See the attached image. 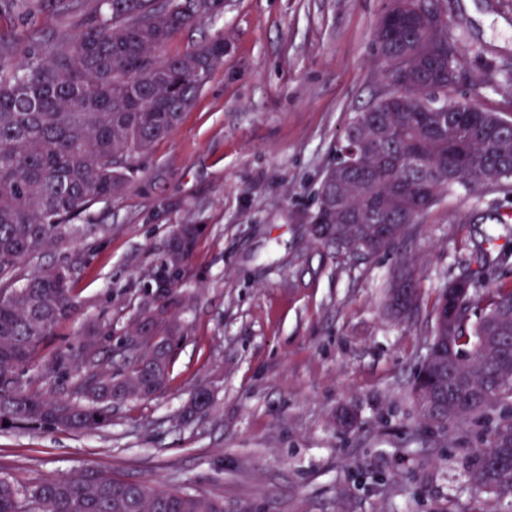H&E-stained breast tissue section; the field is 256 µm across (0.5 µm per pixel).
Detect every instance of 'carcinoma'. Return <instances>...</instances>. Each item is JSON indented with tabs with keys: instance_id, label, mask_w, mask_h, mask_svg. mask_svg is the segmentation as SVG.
<instances>
[{
	"instance_id": "cac0c4a2",
	"label": "carcinoma",
	"mask_w": 512,
	"mask_h": 512,
	"mask_svg": "<svg viewBox=\"0 0 512 512\" xmlns=\"http://www.w3.org/2000/svg\"><path fill=\"white\" fill-rule=\"evenodd\" d=\"M100 11L76 34L54 35L9 58L14 38L0 34V429L94 432L112 424V405L149 398L166 387L183 326L177 310L181 283L202 233L199 224L174 230L152 268L154 282L137 315L162 301L164 320L147 318L144 355L125 356L117 374L106 367L112 332L87 328L33 378L24 368L56 324L74 309L71 270L38 268L23 276L21 262L77 232L70 224L92 205L126 187L133 161L169 136L188 111L210 71L224 62V40L182 55L164 49L180 32L218 15L224 0H100ZM458 38L448 17L377 46L387 86L347 128L359 138L361 165L337 191L344 203L366 212L365 226L395 232L361 246L367 260L394 248L407 229L460 186L499 184L501 164L512 163L508 116L484 108L459 111L448 76L428 66ZM512 83V71L489 69L478 84ZM322 221L331 237L358 224L336 222L335 201L318 190L309 223ZM454 320L455 358L438 338L429 353L450 368L441 376L417 375L413 401L420 418L437 428L461 424L512 397V289L493 288L471 317L475 281ZM500 340L491 346L487 336ZM213 393L199 387L181 411L185 421L206 417ZM468 484L478 493H512V409L494 417L486 443L472 450ZM0 512H224V500L180 488H159L116 475L58 477L21 487L0 476Z\"/></svg>"
}]
</instances>
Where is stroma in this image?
I'll use <instances>...</instances> for the list:
<instances>
[{
	"label": "stroma",
	"instance_id": "35a3bbf8",
	"mask_svg": "<svg viewBox=\"0 0 512 512\" xmlns=\"http://www.w3.org/2000/svg\"><path fill=\"white\" fill-rule=\"evenodd\" d=\"M387 0H226L223 12L166 47L184 54L224 40V62L166 138L138 158L124 192L77 220L87 234L24 260L67 266L76 302L37 357L48 361L98 323L128 330L170 230L202 224L182 284L185 337L165 391L112 410L92 433L0 431V475L24 485L87 471L224 499V512H512L479 499L463 469L487 431L473 420L436 431L412 384L434 336L439 288L477 268L476 285L512 288V184L458 188L392 250L342 259L307 233L324 170L354 113L377 93L373 42ZM467 64L457 94L512 113V91L487 89L488 64L512 70V0H441ZM99 7L51 0L0 9V31L26 43L74 34ZM407 261L415 309L384 310ZM211 415L179 412L200 385ZM352 430L337 423L343 409Z\"/></svg>",
	"mask_w": 512,
	"mask_h": 512
}]
</instances>
